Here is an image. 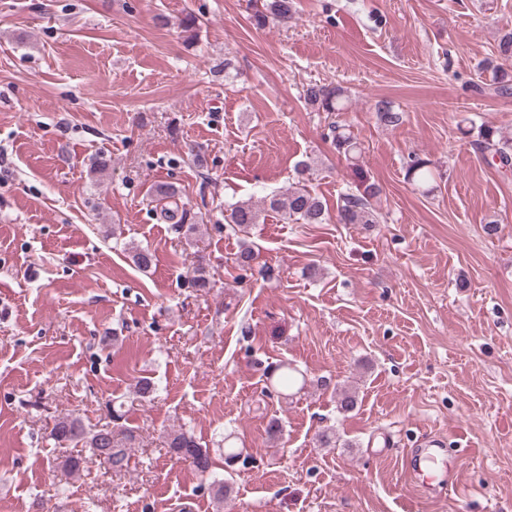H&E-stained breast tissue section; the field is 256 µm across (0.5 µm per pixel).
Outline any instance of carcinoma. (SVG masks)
Listing matches in <instances>:
<instances>
[{
    "instance_id": "carcinoma-1",
    "label": "carcinoma",
    "mask_w": 512,
    "mask_h": 512,
    "mask_svg": "<svg viewBox=\"0 0 512 512\" xmlns=\"http://www.w3.org/2000/svg\"><path fill=\"white\" fill-rule=\"evenodd\" d=\"M248 8L253 24L261 29L291 20L296 11V0H248ZM480 70L483 80L474 85L476 91L488 90L498 95L512 93V31L500 37L497 56L485 60ZM303 99L312 111L330 114L345 111L348 104V95L342 88L321 82L309 83L303 91ZM375 114L377 121L385 127L396 128L403 120L402 113L389 102L378 103ZM462 122L467 127H459L460 132L469 137V144L478 154L484 158L489 156L498 159L502 169L512 168L511 132L487 123L477 125L469 118L462 119ZM326 138L331 140L336 153L350 162L355 183L354 191L341 195L337 203L336 221L340 224L379 223L376 201L382 189L359 164L361 144L357 137L349 126L333 121L328 124ZM405 177L408 183L418 189L427 185L434 178L431 160L413 156L406 168ZM151 195L161 218L174 224L176 232L194 230L193 225L188 223L186 209L178 203L177 190L172 185L156 184L151 187ZM267 210L281 214L285 220L294 219L304 224H323L328 220L326 204L307 185L299 183L284 194L264 199L260 205L251 202L233 205L227 216V224L245 233L249 226L259 222L261 214ZM190 283L193 288L210 287L211 274L208 268L203 264L195 266ZM299 375V370L290 364H282L278 367V373L270 377V386L278 394L289 391L298 385ZM50 436L59 444H80L89 450L87 456L68 457L58 464L68 477L97 462L107 465L108 469L116 473L122 472L129 466L130 450L136 441V435L131 429L127 428L118 434L108 424L91 429L74 415L57 418ZM167 444L178 459L188 462L200 475L208 477L209 489L217 500L222 501L229 496L231 488L214 473V461L209 449L201 447L191 433L182 429L173 431L168 434Z\"/></svg>"
}]
</instances>
